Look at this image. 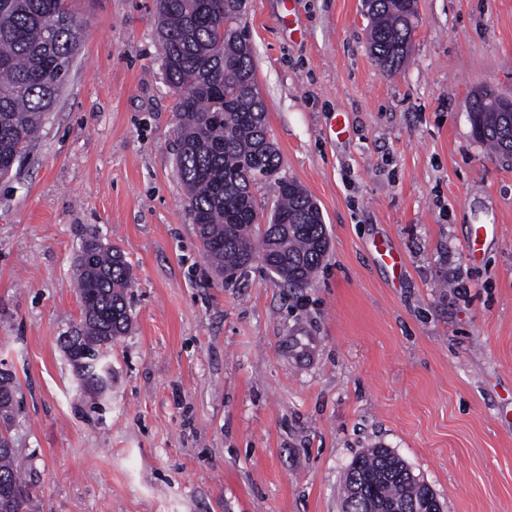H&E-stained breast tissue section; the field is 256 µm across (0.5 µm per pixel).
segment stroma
Masks as SVG:
<instances>
[{
	"mask_svg": "<svg viewBox=\"0 0 512 512\" xmlns=\"http://www.w3.org/2000/svg\"><path fill=\"white\" fill-rule=\"evenodd\" d=\"M70 5L81 49L0 182V368L36 512H341L346 469L374 446L445 512H512V157L467 110L479 90L512 100V0H417L391 76L363 0H246L280 173L329 235L292 289L259 260L218 279L203 255L154 0ZM493 224L467 251L469 226ZM90 233L133 272L102 412L59 344Z\"/></svg>",
	"mask_w": 512,
	"mask_h": 512,
	"instance_id": "35a3bbf8",
	"label": "stroma"
}]
</instances>
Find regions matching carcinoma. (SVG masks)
Listing matches in <instances>:
<instances>
[{
    "label": "carcinoma",
    "instance_id": "carcinoma-1",
    "mask_svg": "<svg viewBox=\"0 0 512 512\" xmlns=\"http://www.w3.org/2000/svg\"><path fill=\"white\" fill-rule=\"evenodd\" d=\"M371 55L391 75L404 63L414 29L417 0H365ZM237 0H156L164 77L176 100V167L186 191L203 252L221 277L256 249L257 206L252 186L274 179L275 203L261 248L287 287L307 286L328 251L322 214L296 181L278 176L280 156L268 137L267 111L255 80L253 56ZM81 45L80 24L68 0H0V179L32 149L47 112L55 106ZM492 93L472 95L473 137L512 156L505 138L512 112L493 105ZM79 323L60 337L80 390L92 408L112 392V375L101 355L131 325L127 302L130 269L118 248L87 239L77 257ZM17 383L0 369V512H34L36 483L24 478L10 434ZM382 478L380 491L414 512L423 495L419 479L385 448H366L349 465L342 505L367 512L351 500L350 487Z\"/></svg>",
    "mask_w": 512,
    "mask_h": 512
}]
</instances>
